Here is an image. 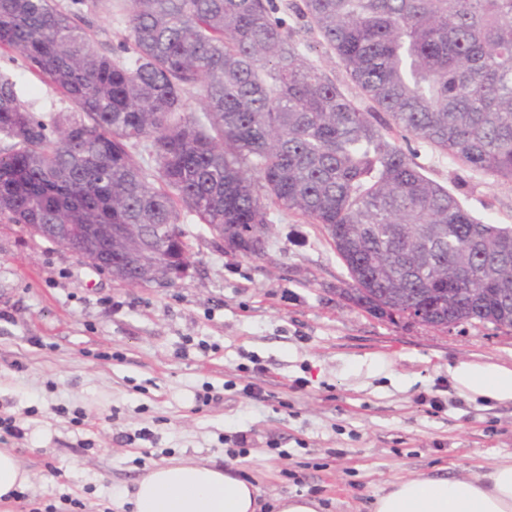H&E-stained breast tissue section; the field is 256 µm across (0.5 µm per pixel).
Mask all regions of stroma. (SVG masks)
I'll use <instances>...</instances> for the list:
<instances>
[{
	"mask_svg": "<svg viewBox=\"0 0 512 512\" xmlns=\"http://www.w3.org/2000/svg\"><path fill=\"white\" fill-rule=\"evenodd\" d=\"M34 116L68 107L0 57ZM430 179L474 217L512 224V183L408 141ZM247 259L196 216L175 285L114 279L0 221V442L31 474L0 512H115L113 498L171 460L234 467L265 512L304 494L322 512H371L403 478L512 463V402L462 393V362L512 367V334L442 331L374 316L339 295L350 278L320 225L271 213Z\"/></svg>",
	"mask_w": 512,
	"mask_h": 512,
	"instance_id": "35a3bbf8",
	"label": "stroma"
}]
</instances>
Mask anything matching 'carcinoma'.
<instances>
[{
    "mask_svg": "<svg viewBox=\"0 0 512 512\" xmlns=\"http://www.w3.org/2000/svg\"><path fill=\"white\" fill-rule=\"evenodd\" d=\"M107 8L131 47L96 46ZM273 0H0V54L70 104L38 120L0 75V218L92 224L81 251L125 283L157 282L105 224L172 227L180 209L258 258L273 208L320 224L348 270L340 295L378 316L512 332V225L472 216L391 139L403 133L512 182V0H301V28L377 106L306 57ZM456 289L448 296V289Z\"/></svg>",
    "mask_w": 512,
    "mask_h": 512,
    "instance_id": "carcinoma-1",
    "label": "carcinoma"
}]
</instances>
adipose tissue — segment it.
<instances>
[{"label": "adipose tissue", "mask_w": 512, "mask_h": 512, "mask_svg": "<svg viewBox=\"0 0 512 512\" xmlns=\"http://www.w3.org/2000/svg\"><path fill=\"white\" fill-rule=\"evenodd\" d=\"M457 389L512 402V368L462 362L451 370ZM131 512H258L254 483L207 462L159 464L117 503ZM372 512H512V463L473 477H432L392 482Z\"/></svg>", "instance_id": "adipose-tissue-1"}]
</instances>
